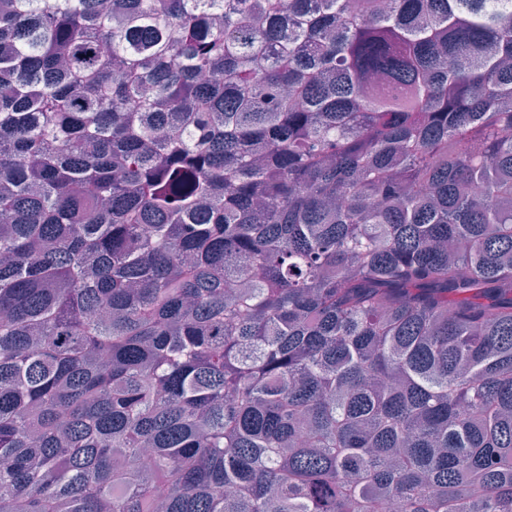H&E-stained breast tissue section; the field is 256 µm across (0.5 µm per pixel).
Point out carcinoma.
<instances>
[{
	"label": "carcinoma",
	"mask_w": 512,
	"mask_h": 512,
	"mask_svg": "<svg viewBox=\"0 0 512 512\" xmlns=\"http://www.w3.org/2000/svg\"><path fill=\"white\" fill-rule=\"evenodd\" d=\"M0 9V512H512V4Z\"/></svg>",
	"instance_id": "carcinoma-1"
}]
</instances>
